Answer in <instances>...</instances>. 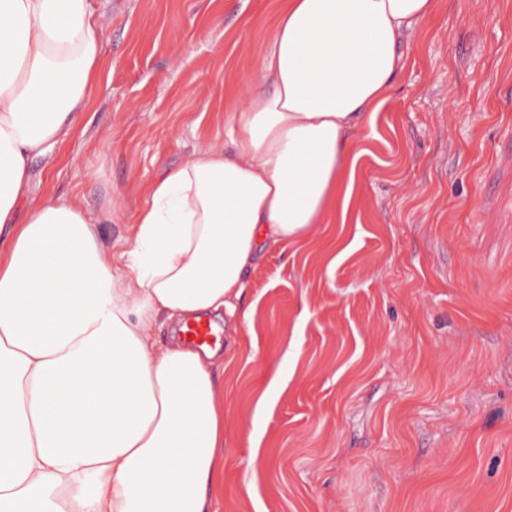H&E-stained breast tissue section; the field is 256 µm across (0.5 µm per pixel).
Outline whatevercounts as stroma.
<instances>
[{
    "mask_svg": "<svg viewBox=\"0 0 512 512\" xmlns=\"http://www.w3.org/2000/svg\"><path fill=\"white\" fill-rule=\"evenodd\" d=\"M281 0H106L100 80L34 199L117 248L255 81ZM346 223L266 252L226 318L214 512H512V0H438Z\"/></svg>",
    "mask_w": 512,
    "mask_h": 512,
    "instance_id": "obj_1",
    "label": "stroma"
}]
</instances>
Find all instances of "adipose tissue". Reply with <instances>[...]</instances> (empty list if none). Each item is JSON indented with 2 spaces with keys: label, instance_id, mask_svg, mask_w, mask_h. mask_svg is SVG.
I'll list each match as a JSON object with an SVG mask.
<instances>
[{
  "label": "adipose tissue",
  "instance_id": "obj_1",
  "mask_svg": "<svg viewBox=\"0 0 512 512\" xmlns=\"http://www.w3.org/2000/svg\"><path fill=\"white\" fill-rule=\"evenodd\" d=\"M436 0H287L258 77L204 148L148 188L126 249L79 205L28 201L97 76L92 0H0V512H211L224 362L164 324L234 314L258 256L329 223ZM25 218H18L21 202Z\"/></svg>",
  "mask_w": 512,
  "mask_h": 512
}]
</instances>
